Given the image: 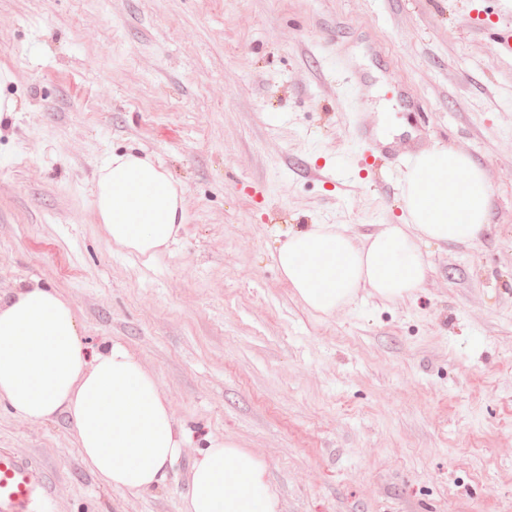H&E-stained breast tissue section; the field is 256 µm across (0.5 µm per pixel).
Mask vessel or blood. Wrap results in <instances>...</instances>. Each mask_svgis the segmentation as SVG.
<instances>
[{"label": "vessel or blood", "instance_id": "1", "mask_svg": "<svg viewBox=\"0 0 512 512\" xmlns=\"http://www.w3.org/2000/svg\"><path fill=\"white\" fill-rule=\"evenodd\" d=\"M49 501V484L32 464L0 451V512H31Z\"/></svg>", "mask_w": 512, "mask_h": 512}]
</instances>
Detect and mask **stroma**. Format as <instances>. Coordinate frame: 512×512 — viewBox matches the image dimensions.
<instances>
[{"label": "stroma", "mask_w": 512, "mask_h": 512, "mask_svg": "<svg viewBox=\"0 0 512 512\" xmlns=\"http://www.w3.org/2000/svg\"><path fill=\"white\" fill-rule=\"evenodd\" d=\"M507 33L512 0H0V293L57 288L84 344L122 343L191 431L166 486L132 495L99 485L65 417L0 407V448L47 476L50 512H180L209 437L263 457L283 512H512ZM434 145L482 166L485 232L426 246L410 299L308 310L278 239L399 223L410 152ZM130 148L185 190L150 261L92 203Z\"/></svg>", "instance_id": "obj_1"}]
</instances>
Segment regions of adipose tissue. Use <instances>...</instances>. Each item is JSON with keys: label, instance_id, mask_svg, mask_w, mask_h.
<instances>
[{"label": "adipose tissue", "instance_id": "1", "mask_svg": "<svg viewBox=\"0 0 512 512\" xmlns=\"http://www.w3.org/2000/svg\"><path fill=\"white\" fill-rule=\"evenodd\" d=\"M403 221L362 237L342 224L285 233L272 258L302 302L329 316L361 293L387 303L427 279L424 246L469 244L486 230L492 191L483 169L454 148L414 153L402 188ZM93 205L106 239L153 259L185 225L184 189L150 155L106 157ZM72 304L33 282L0 296V405L31 421L66 416L83 465L104 487L141 494L164 486L190 434L154 375L121 343L88 351ZM181 512H282L267 463L233 438L208 440L194 457Z\"/></svg>", "mask_w": 512, "mask_h": 512}]
</instances>
